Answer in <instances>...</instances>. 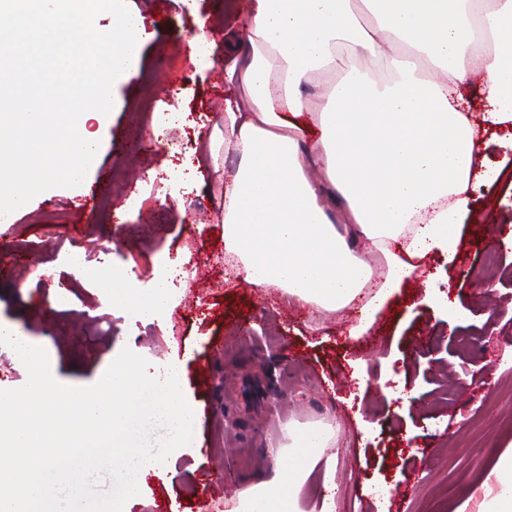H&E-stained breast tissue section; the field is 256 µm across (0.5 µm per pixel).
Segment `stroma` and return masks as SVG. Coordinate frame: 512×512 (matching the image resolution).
I'll return each instance as SVG.
<instances>
[{"label":"stroma","instance_id":"1","mask_svg":"<svg viewBox=\"0 0 512 512\" xmlns=\"http://www.w3.org/2000/svg\"><path fill=\"white\" fill-rule=\"evenodd\" d=\"M249 0H130L145 16L140 51L112 89L98 129L99 163L83 183L32 199L0 223V326L20 327L43 347L64 385L96 383L122 350L147 362L178 361L179 382L200 426L190 447L148 473L124 512H224L225 501L266 476L269 452L291 430L335 434L336 501L377 512H453L480 505L495 455L512 448V248L476 238L474 224L512 226V183L471 185L472 222L459 258L436 253L360 338L357 314L316 311L273 286L224 278V227L215 218L235 155L212 152L224 130V66L190 60V40L243 31ZM120 203L121 219L86 199ZM494 265H486V253ZM89 255L74 271L71 254ZM188 255L174 301L157 319L113 305L99 280L110 264L148 283L169 256ZM462 308L456 328L421 305L428 275ZM413 396L390 402L387 367ZM459 388L458 396L444 390Z\"/></svg>","mask_w":512,"mask_h":512}]
</instances>
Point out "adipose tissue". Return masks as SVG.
<instances>
[{
  "label": "adipose tissue",
  "instance_id": "obj_1",
  "mask_svg": "<svg viewBox=\"0 0 512 512\" xmlns=\"http://www.w3.org/2000/svg\"><path fill=\"white\" fill-rule=\"evenodd\" d=\"M381 63L384 83L345 56ZM224 248L237 275L331 313L358 308L361 323L411 278L413 258L455 264L471 214V183H498L511 166L490 163L489 131L512 150V0H252L244 33L227 32ZM344 69L331 85L316 71ZM480 75L482 110L463 88ZM313 92H304L305 84ZM345 216L330 219L328 198ZM384 264L375 278L360 250ZM111 300L163 312L166 279L141 288L118 268L101 275ZM268 477L225 512H303L300 492L323 465L320 512H335V456L323 428L290 432ZM479 512H512V449L493 467Z\"/></svg>",
  "mask_w": 512,
  "mask_h": 512
}]
</instances>
